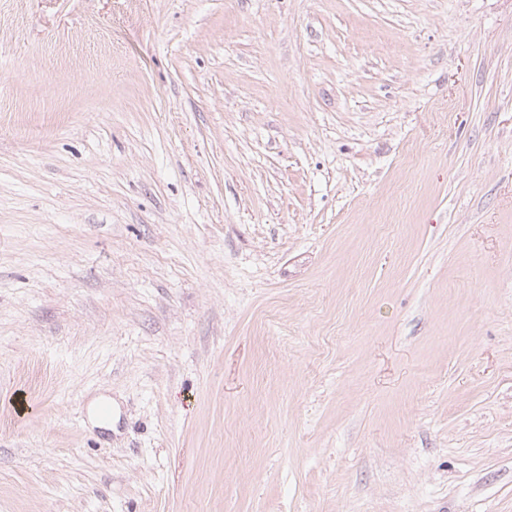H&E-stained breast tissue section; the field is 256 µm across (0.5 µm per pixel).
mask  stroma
Here are the masks:
<instances>
[{"label": "stroma", "instance_id": "obj_1", "mask_svg": "<svg viewBox=\"0 0 512 512\" xmlns=\"http://www.w3.org/2000/svg\"><path fill=\"white\" fill-rule=\"evenodd\" d=\"M0 512H512V0H0Z\"/></svg>", "mask_w": 512, "mask_h": 512}]
</instances>
